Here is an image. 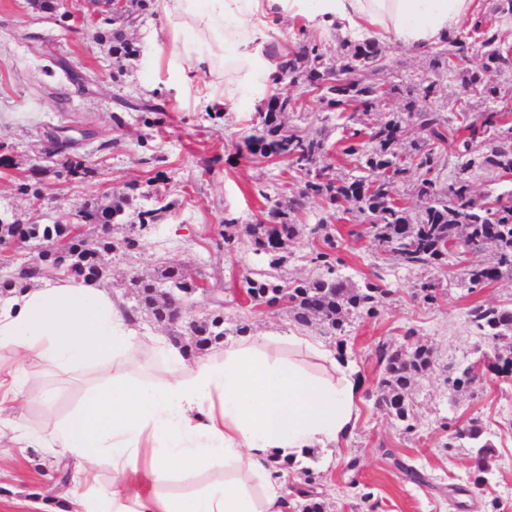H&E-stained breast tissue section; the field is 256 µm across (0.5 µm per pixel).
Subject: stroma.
Masks as SVG:
<instances>
[{"instance_id": "35a3bbf8", "label": "stroma", "mask_w": 512, "mask_h": 512, "mask_svg": "<svg viewBox=\"0 0 512 512\" xmlns=\"http://www.w3.org/2000/svg\"><path fill=\"white\" fill-rule=\"evenodd\" d=\"M121 31L133 56L112 53V33ZM179 37L184 56L160 53ZM196 34H173L161 0H145L130 17L113 18L93 0H60L42 21L31 0H0V213L19 224L68 221L81 203L130 199L155 209L156 223L133 234L128 223L114 225L113 238L135 235L130 252L108 260L105 284L130 305L129 273L154 275L176 265L198 283L229 299L224 310L227 337L240 326L254 333L303 331L330 349H343L361 382L360 422L351 441L332 452L330 465H314V487L325 512H512V378L484 380L474 389L449 391V369L468 365L488 348L470 332L466 318L479 304L512 306V276L467 290L464 266L450 261L435 302L418 298L424 270L397 267L373 237L352 220L332 226L341 240L337 273L355 285L380 277L390 290L378 316L353 319L346 336L323 334L319 325H300L284 306L252 307L240 292L245 275L266 269L264 255L250 243H224V221L246 227L264 219L267 198L298 194L300 178L282 175L281 165L254 161L244 142L255 123L248 93L211 112L187 79ZM74 128L73 143L58 147L48 134ZM85 161L91 176L73 179L70 163ZM37 183L36 202L25 186ZM434 353V364L408 392L414 425L406 431L376 404L380 371L371 354L381 340L402 345L407 330ZM29 385L52 391L45 407L30 402L23 422L31 428L69 413L89 389L107 381L106 364L56 372L28 367ZM479 422L490 433L495 453L487 483L473 487V451L446 449L450 430ZM423 471L428 484L410 482L384 456V449ZM73 460L41 448L0 446V512H29L38 498L61 500L59 484L78 486Z\"/></svg>"}]
</instances>
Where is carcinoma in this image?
<instances>
[{
  "label": "carcinoma",
  "mask_w": 512,
  "mask_h": 512,
  "mask_svg": "<svg viewBox=\"0 0 512 512\" xmlns=\"http://www.w3.org/2000/svg\"><path fill=\"white\" fill-rule=\"evenodd\" d=\"M510 23L512 0H489L488 11L477 16L469 30L452 33L430 48L426 74L416 78H383L387 54L374 37L341 40L330 51L305 36L295 51L278 56L274 84L287 82L320 92L322 111L343 121L345 135L330 145L320 131L312 135L295 126L284 128L283 114L305 109L287 94L274 93L269 104L257 109L259 122L245 137L253 159L284 163L303 176L304 186L297 196L269 200V222L246 228L269 267L242 279L250 302L273 307L285 299L297 322L308 325L315 320L336 336L346 335L353 318L379 313L386 296L382 287L374 282L356 287L336 276L326 251L312 254L311 262L323 269L312 279L287 283L275 274L284 263L286 249L281 244H291L303 233L295 213L309 196L320 199L325 211L310 233L322 237L331 250L337 245L328 224L349 213L369 226L378 245L403 268L440 272L449 260L469 255L464 281L470 290L505 271L512 273V191L490 195L482 206L473 190L475 178L482 174L512 179V84L489 79L490 72L512 63V44L504 29ZM475 47L482 57L477 67L470 60ZM448 74L459 81L449 115L427 105L441 96L439 77ZM392 98L401 101L400 111L370 119ZM402 144L404 154L398 151ZM337 155L354 159V170L339 171L332 163ZM406 186L420 202L415 210L400 193ZM122 213V206L106 205L86 213V219L109 222ZM489 246L495 249L493 264L481 259ZM130 288L135 298L130 312L137 313L147 309L160 288L190 294L197 284L185 270L167 267L152 279L137 278ZM468 325L490 341V351L448 374V388L455 391L471 388L487 371L501 374L512 358V308L478 306L470 311ZM185 331L197 337V348L203 349L224 338V320L218 315L205 318L186 325ZM411 338L407 333V343L399 350L383 343L376 352L379 403L402 422L408 420V388L432 367L430 350L408 343ZM466 444L475 449L474 485L480 486L490 474L494 445L472 424L452 434L445 447Z\"/></svg>",
  "instance_id": "obj_1"
}]
</instances>
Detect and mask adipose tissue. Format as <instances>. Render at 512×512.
Returning <instances> with one entry per match:
<instances>
[{
    "label": "adipose tissue",
    "instance_id": "obj_1",
    "mask_svg": "<svg viewBox=\"0 0 512 512\" xmlns=\"http://www.w3.org/2000/svg\"><path fill=\"white\" fill-rule=\"evenodd\" d=\"M172 27L194 30L202 45L191 59L207 76L199 94L223 111L239 90L263 99L277 71L269 48L281 16H304L309 28L345 35L365 31L426 50L461 30L476 0H162ZM232 68L233 83L224 70ZM322 360V374L271 356L279 342ZM160 353L179 368L161 382L133 379L120 358L131 347ZM0 348L14 356L0 374V441L50 448L80 463L83 491L62 508L32 502V512H288L282 461L340 447L360 419V384L347 357L312 337L247 334L225 342L224 361H186L164 337L143 331L139 318L101 285L51 280L0 297ZM116 364L110 381L91 391L66 418L32 430L21 422L29 364L71 369ZM109 457L112 482L99 489L95 467ZM259 478V488L227 479L188 497L162 493L170 479L193 482L216 461Z\"/></svg>",
    "mask_w": 512,
    "mask_h": 512
}]
</instances>
